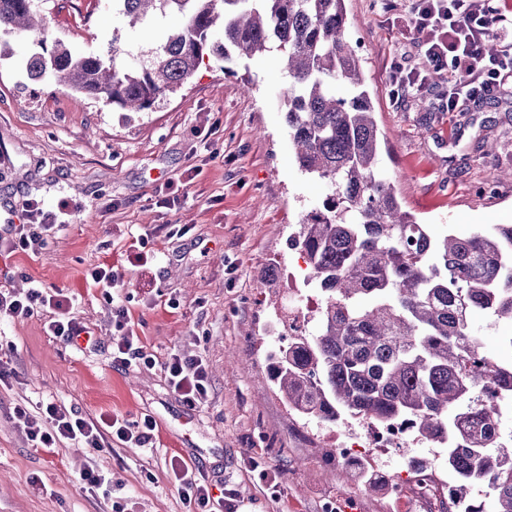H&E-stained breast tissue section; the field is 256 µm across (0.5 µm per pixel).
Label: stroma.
<instances>
[{
    "label": "stroma",
    "mask_w": 512,
    "mask_h": 512,
    "mask_svg": "<svg viewBox=\"0 0 512 512\" xmlns=\"http://www.w3.org/2000/svg\"><path fill=\"white\" fill-rule=\"evenodd\" d=\"M48 41L81 54L132 63L142 42H161L183 24L171 14L127 30L112 0H34ZM349 38L363 59L366 88L384 134L382 164L397 192L433 236L512 224V112L491 101L445 109L446 84L418 97L395 98L397 61L418 63L420 45L382 0H346ZM36 39L0 37V205L68 201L65 225L38 252L0 263V287L76 288L74 313L91 328L98 350L76 352L48 336L43 318L0 320L14 341L17 381L0 385V512H112L131 498L133 512H188L166 463L177 455L212 484L236 488L242 512H327L357 481L333 457L332 439L305 434L265 378L266 337L288 295L298 255L287 240L300 215L328 192L302 174L288 139V72L276 52L251 59H207L191 81L148 112L127 116L51 81L28 79L24 65ZM178 200L165 207L167 186ZM182 227L179 235L170 226ZM151 233L162 260L131 257L134 237ZM110 261L118 295L146 351L157 363L174 350H205L209 401L184 406L163 372L112 360L110 310L85 271ZM276 276V292L264 279ZM51 396L90 415L131 420L152 416L154 448H31L11 412L22 400ZM263 457L277 474L271 497L252 472ZM112 476V497L87 494V461Z\"/></svg>",
    "instance_id": "35a3bbf8"
}]
</instances>
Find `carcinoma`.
Listing matches in <instances>:
<instances>
[{"label": "carcinoma", "mask_w": 512, "mask_h": 512, "mask_svg": "<svg viewBox=\"0 0 512 512\" xmlns=\"http://www.w3.org/2000/svg\"><path fill=\"white\" fill-rule=\"evenodd\" d=\"M129 26L169 13L184 24L140 48V63L46 46L32 0H0V32H27L42 51L29 79L125 112L151 109L187 85L205 58L277 51L288 71V136L298 170L329 193L302 214V251L324 301L315 334L267 353L269 381L298 418L330 424L362 415L409 423L448 445L455 480L444 512H485L467 495L489 485L495 512H512V444L492 404L512 397V362L482 350L476 318L512 322V224L431 236L404 210L382 166L375 107L348 37L346 0H114ZM220 30L224 44L211 43Z\"/></svg>", "instance_id": "carcinoma-1"}]
</instances>
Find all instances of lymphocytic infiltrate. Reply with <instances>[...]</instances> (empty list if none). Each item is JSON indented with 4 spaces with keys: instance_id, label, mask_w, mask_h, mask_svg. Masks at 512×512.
Masks as SVG:
<instances>
[{
    "instance_id": "lymphocytic-infiltrate-1",
    "label": "lymphocytic infiltrate",
    "mask_w": 512,
    "mask_h": 512,
    "mask_svg": "<svg viewBox=\"0 0 512 512\" xmlns=\"http://www.w3.org/2000/svg\"><path fill=\"white\" fill-rule=\"evenodd\" d=\"M504 3L505 0H411L404 6L410 30L422 35L424 42L418 66L393 64L390 82L396 96L420 93L438 77L448 85L447 109L453 112L460 101L493 99L504 89H512V10L506 9ZM491 35L500 42L492 55L484 50V41ZM67 207L63 200L52 212L38 202L25 201L26 223L6 225L0 232V259L43 245L46 236L59 226V212ZM85 281L103 289L110 304L113 360L126 366L135 362L160 366L171 392L185 406L193 409L207 403L211 384L205 354L174 351L163 361H156L134 332L128 307L113 295L119 285L113 266L105 262L95 265L87 271ZM74 302V294L61 290L49 293L33 287L16 292L1 288L0 317L13 321L43 317L48 335L74 348L82 344L94 349L87 326L72 314ZM12 417L23 427L31 447L50 454L66 443L96 451L115 442L129 448H150L156 438L157 423L152 417L132 421L108 414L90 416L79 407L52 397L16 404ZM168 472L192 512H240L234 488L228 486L213 493L202 469L183 458L171 457Z\"/></svg>"
}]
</instances>
